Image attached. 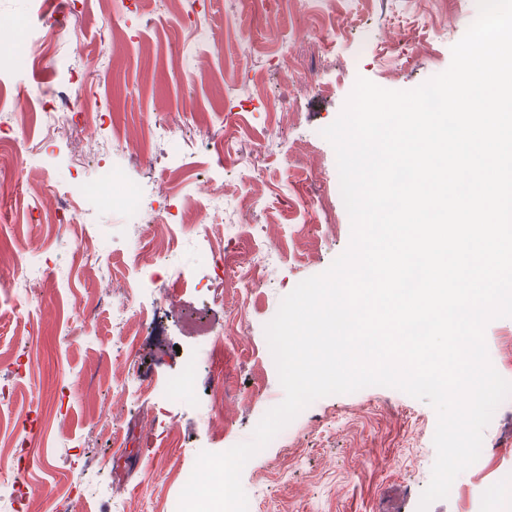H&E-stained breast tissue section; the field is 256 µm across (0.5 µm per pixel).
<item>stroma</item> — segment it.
I'll list each match as a JSON object with an SVG mask.
<instances>
[{"instance_id":"1","label":"stroma","mask_w":512,"mask_h":512,"mask_svg":"<svg viewBox=\"0 0 512 512\" xmlns=\"http://www.w3.org/2000/svg\"><path fill=\"white\" fill-rule=\"evenodd\" d=\"M109 18L88 7L67 13L81 33L44 42L42 19L54 0H0V27L30 33L31 63L0 72V250L36 261L44 278L31 295L0 282V452L13 469L0 475V512H114L112 495L138 493L147 512H177L182 477L200 452L247 441L284 391L264 359L265 326L302 280L323 273L350 241L332 145L323 128L341 113L357 78L410 90L445 71L451 48L478 16L477 0H108ZM92 86L101 116L46 135L25 101L41 102ZM172 120L173 137L151 141L144 158L125 140ZM112 146L92 151L97 140ZM117 173L139 187L144 209L129 223L111 205L86 200L68 239L56 234V198L71 184ZM49 181L42 194L31 179ZM223 207L224 221L210 210ZM182 212L179 248L135 269L141 242L163 238L166 213ZM102 250L101 270L74 262L69 239ZM225 258L268 247L259 286L250 276L223 279L197 264L199 247ZM187 283L183 304L223 324L222 353L199 365V390L188 403H165L159 391L177 356L197 341L182 319L161 307L156 289L172 268ZM214 289L193 290L198 280ZM107 295L147 306L145 317L118 327L110 308L85 324L69 310L76 296ZM137 337L142 369L116 371L93 388L77 382L118 353L120 332ZM493 367L512 372V318L485 330ZM223 376L228 428H207L199 413L209 385ZM129 385L126 394L113 380ZM437 414L427 402L385 386L317 399L242 472L247 497L261 512H417L436 459ZM37 431L40 461L21 442ZM181 433L170 447L169 428ZM485 455L453 482L428 512H481L482 493L512 469V405H499L483 434Z\"/></svg>"}]
</instances>
